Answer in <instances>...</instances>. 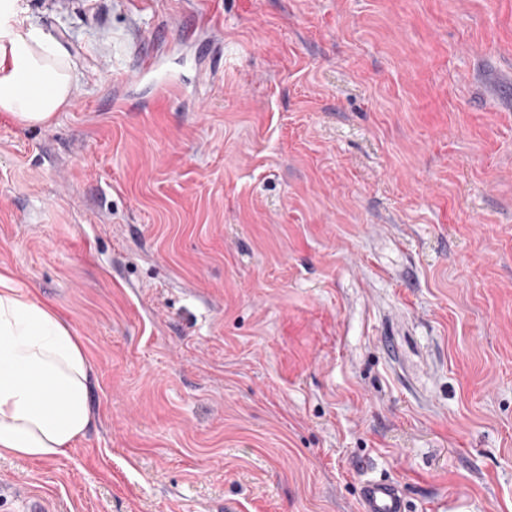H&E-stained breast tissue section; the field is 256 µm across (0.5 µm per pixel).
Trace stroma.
I'll use <instances>...</instances> for the list:
<instances>
[{
	"label": "stroma",
	"mask_w": 512,
	"mask_h": 512,
	"mask_svg": "<svg viewBox=\"0 0 512 512\" xmlns=\"http://www.w3.org/2000/svg\"><path fill=\"white\" fill-rule=\"evenodd\" d=\"M16 11L74 80L0 112V272L94 421L0 456V512H512V0ZM359 512H409L401 485L393 480L374 479L362 483Z\"/></svg>",
	"instance_id": "obj_1"
}]
</instances>
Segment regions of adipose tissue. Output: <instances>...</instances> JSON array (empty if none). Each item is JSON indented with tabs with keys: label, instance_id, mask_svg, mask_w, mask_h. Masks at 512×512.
<instances>
[{
	"label": "adipose tissue",
	"instance_id": "1",
	"mask_svg": "<svg viewBox=\"0 0 512 512\" xmlns=\"http://www.w3.org/2000/svg\"><path fill=\"white\" fill-rule=\"evenodd\" d=\"M14 14L15 0H0V112L43 126L69 101L71 66L48 35L12 27ZM90 373L57 311L0 273V456L66 455L93 423Z\"/></svg>",
	"mask_w": 512,
	"mask_h": 512
}]
</instances>
